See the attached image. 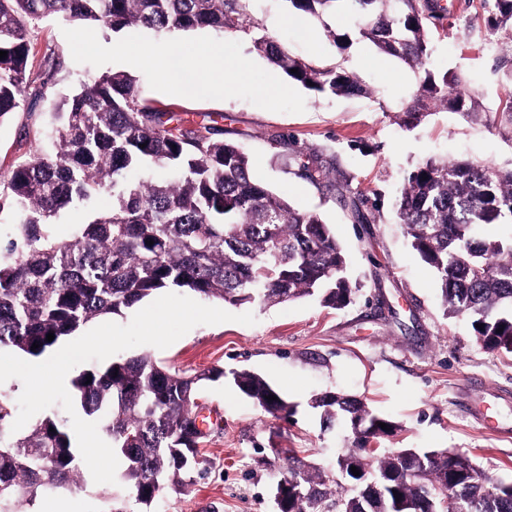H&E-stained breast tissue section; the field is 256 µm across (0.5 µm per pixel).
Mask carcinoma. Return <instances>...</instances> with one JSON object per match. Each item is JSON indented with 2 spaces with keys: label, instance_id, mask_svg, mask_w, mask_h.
I'll return each mask as SVG.
<instances>
[{
  "label": "carcinoma",
  "instance_id": "carcinoma-1",
  "mask_svg": "<svg viewBox=\"0 0 512 512\" xmlns=\"http://www.w3.org/2000/svg\"><path fill=\"white\" fill-rule=\"evenodd\" d=\"M341 1L358 17L360 38L425 70L403 125L427 116L420 111L425 101L481 111L459 81L426 68L428 22L449 14L441 0H287L320 22ZM480 7L492 30L512 24V0H480ZM53 16L115 32L257 28L250 0H0V50L7 52L0 60V116L19 107L29 79L30 26ZM253 48L309 90L366 92L343 69H317L266 35L253 38ZM54 116L45 152L17 164L0 194V214L9 211L15 225L14 238L0 243V347L40 357L89 322L172 288L239 306L313 295L335 309L352 302L346 257L329 225L255 181L244 150L215 138L209 116L191 127L177 124L174 113L148 105L123 72L82 85L55 105ZM153 166L172 177L143 175ZM288 167L317 187L336 171L315 150L290 156ZM102 193L112 195L110 212L87 214L62 237L52 233L62 211ZM397 211L411 247L436 275L444 314L466 317L484 347L512 354V170L428 159L407 174ZM487 226L507 232H480ZM231 375L266 413L293 415V405L260 375ZM223 377L222 369L187 376L138 355L72 381L81 410L122 461L140 512H158L160 492L195 472L204 433L192 408L200 382ZM311 407L328 426L359 421L361 429L355 449L337 458L336 479L288 451V469L274 481L282 487V512H512V481L486 477L463 454L399 448L365 456L371 440L391 435L395 425L362 400L325 392ZM10 418L0 400V512H25L37 497L76 483L81 455L61 421L47 416L19 435ZM443 484L448 498H432Z\"/></svg>",
  "mask_w": 512,
  "mask_h": 512
}]
</instances>
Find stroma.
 I'll return each mask as SVG.
<instances>
[{
    "mask_svg": "<svg viewBox=\"0 0 512 512\" xmlns=\"http://www.w3.org/2000/svg\"><path fill=\"white\" fill-rule=\"evenodd\" d=\"M455 4L442 28L431 33L427 71L461 77L463 89L485 110L437 109L410 129L400 116L425 71L357 38L339 50L320 22L295 17L286 0H252L260 33L313 67H342L367 94L307 89L303 113H276L239 98L167 95L132 69L153 106L176 112L186 126L213 116L224 141L248 154L256 181L294 206L320 213L343 247L357 287L341 309L315 297L257 302L246 307L255 324L199 325L166 349L132 348V355L189 374L211 367L250 370L296 409L277 418L228 377L206 383L198 405L212 419L201 448L207 469L183 486L165 488L163 512H273L272 480L287 468L289 448L331 470L354 443L349 426L323 428L309 405L313 395L329 391L357 397L396 423L376 447L454 450L489 477L512 480V356L484 348L466 318L444 316L435 275L411 248L397 216L404 177L424 159L470 158L512 168V121L500 112L512 96V52L487 51L480 0ZM65 26L47 18L30 30L39 55L29 62L31 82L19 108L0 117V187L19 161L44 149L54 103L104 72L73 61ZM44 54L59 56L62 66L44 71ZM313 149L335 157V185L319 190L289 173L286 156ZM345 185L348 201L341 197ZM360 210L372 212L373 221L357 219ZM29 512H139V506L124 478L98 484L85 468L79 484L37 498Z\"/></svg>",
    "mask_w": 512,
    "mask_h": 512,
    "instance_id": "obj_1",
    "label": "stroma"
}]
</instances>
